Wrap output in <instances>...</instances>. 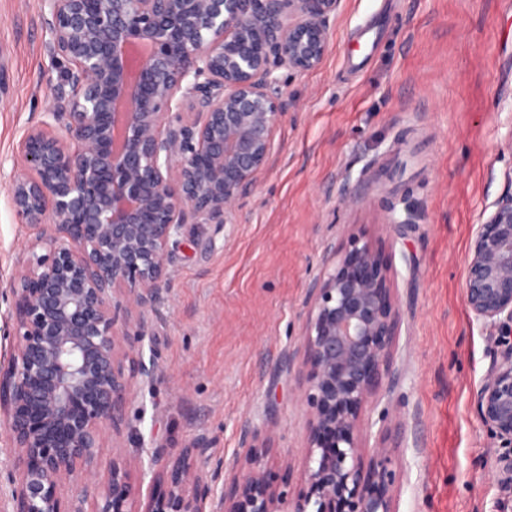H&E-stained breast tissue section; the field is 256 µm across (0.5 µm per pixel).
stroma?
I'll use <instances>...</instances> for the list:
<instances>
[{"instance_id": "35a3bbf8", "label": "stroma", "mask_w": 512, "mask_h": 512, "mask_svg": "<svg viewBox=\"0 0 512 512\" xmlns=\"http://www.w3.org/2000/svg\"><path fill=\"white\" fill-rule=\"evenodd\" d=\"M40 0H0V163L49 105L63 66ZM272 156L230 223L186 225L151 307H117L138 334L120 435L134 462L195 444L208 484L242 463L244 432L268 481L302 496L308 412L300 348L307 290L350 237L379 248L400 310L390 374L369 414L397 475V512H512L511 454L475 396L498 352L463 298L473 225L512 189V0H340L312 71L279 70ZM29 231L0 182V355Z\"/></svg>"}]
</instances>
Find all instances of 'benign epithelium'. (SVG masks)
<instances>
[{
  "label": "benign epithelium",
  "mask_w": 512,
  "mask_h": 512,
  "mask_svg": "<svg viewBox=\"0 0 512 512\" xmlns=\"http://www.w3.org/2000/svg\"><path fill=\"white\" fill-rule=\"evenodd\" d=\"M339 4L41 0L46 50L64 71L17 141L11 172L0 171L18 223L35 231L11 281L15 345L0 358L10 512H86L90 496L93 512H207L199 447L162 464L114 457L99 478L102 432L121 429L131 382L134 339L117 328L115 303H153L184 227L231 219L270 162L276 71L321 64ZM463 294L499 331L476 409L512 448V192L474 231ZM398 328L381 252L351 237L309 289V492L285 503L246 435L224 512H396L382 431L371 447L360 436L372 435L363 411L389 374Z\"/></svg>",
  "instance_id": "1"
}]
</instances>
